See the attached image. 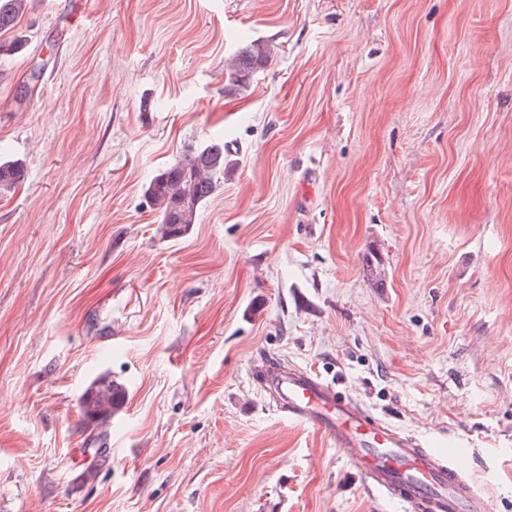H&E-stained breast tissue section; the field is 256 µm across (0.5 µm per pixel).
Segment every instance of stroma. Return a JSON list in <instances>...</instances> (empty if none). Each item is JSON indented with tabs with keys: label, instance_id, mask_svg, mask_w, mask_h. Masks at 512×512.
Segmentation results:
<instances>
[{
	"label": "stroma",
	"instance_id": "obj_1",
	"mask_svg": "<svg viewBox=\"0 0 512 512\" xmlns=\"http://www.w3.org/2000/svg\"><path fill=\"white\" fill-rule=\"evenodd\" d=\"M74 6L35 0L0 56L25 170L0 196V512H404L273 410L270 357L462 438L512 512V0ZM212 143L223 182L160 238L148 183ZM268 58L269 49L267 45L260 40L252 41L236 56L234 63L229 68L230 84H246L251 75L268 62ZM121 396L122 388L112 381L102 378L93 383L79 400L86 422L105 424L112 417V411L118 406Z\"/></svg>",
	"mask_w": 512,
	"mask_h": 512
}]
</instances>
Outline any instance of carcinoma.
I'll return each instance as SVG.
<instances>
[{"label": "carcinoma", "mask_w": 512, "mask_h": 512, "mask_svg": "<svg viewBox=\"0 0 512 512\" xmlns=\"http://www.w3.org/2000/svg\"><path fill=\"white\" fill-rule=\"evenodd\" d=\"M33 0H0V31L13 29L18 19L31 10ZM269 58L267 45L252 41L228 71L232 85H244ZM24 167L14 161L0 162V195L13 192L24 180ZM224 178V146L206 145L155 175L146 189L147 198L159 216L158 232L176 240L197 221L200 207L215 192ZM122 388L104 378L96 381L81 395L83 417L97 425L106 423L118 406Z\"/></svg>", "instance_id": "obj_1"}]
</instances>
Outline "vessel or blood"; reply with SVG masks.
<instances>
[{
    "mask_svg": "<svg viewBox=\"0 0 512 512\" xmlns=\"http://www.w3.org/2000/svg\"><path fill=\"white\" fill-rule=\"evenodd\" d=\"M289 420L325 435L372 494L406 512H491V499L468 474L470 449L441 447L402 435L334 386L299 368L266 361L259 373Z\"/></svg>",
    "mask_w": 512,
    "mask_h": 512,
    "instance_id": "b4317fda",
    "label": "vessel or blood"
}]
</instances>
